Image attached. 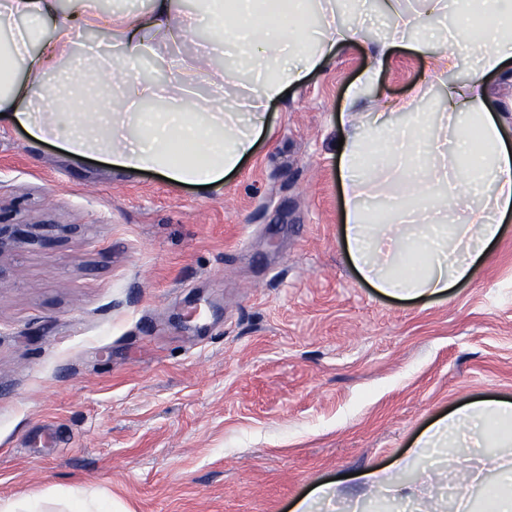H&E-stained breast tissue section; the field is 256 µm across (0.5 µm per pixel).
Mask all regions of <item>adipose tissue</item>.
Returning <instances> with one entry per match:
<instances>
[{
  "label": "adipose tissue",
  "mask_w": 512,
  "mask_h": 512,
  "mask_svg": "<svg viewBox=\"0 0 512 512\" xmlns=\"http://www.w3.org/2000/svg\"><path fill=\"white\" fill-rule=\"evenodd\" d=\"M333 0H150L147 9L112 21V45L134 61L208 30V47L162 84L143 83L113 67L110 56L80 43L99 0H0V123L32 139L58 143L68 154L100 156L129 172L154 171L171 182L218 187L250 157L268 122L266 106L289 87L327 66L339 46L366 43L377 63L405 44L415 25L387 0L397 22L380 41L338 24ZM465 5L445 38L409 44L429 55L434 75L473 60L467 85L448 93L444 111H418L432 78L407 98L374 111L341 113L346 129L339 178L344 190L343 235L359 278L398 300L447 295L469 279L512 213V128L487 77L512 81V0H486L482 25ZM321 14L315 43L306 17ZM52 33H45V25ZM73 79L54 89L45 79L62 56ZM224 65L213 70V56ZM439 157L425 165V154ZM484 449L491 470L512 477V401L468 402L433 422L411 451L437 449L448 469L467 472L455 486L458 512H468V487L481 486V512H512V492L467 469L462 445Z\"/></svg>",
  "instance_id": "obj_1"
}]
</instances>
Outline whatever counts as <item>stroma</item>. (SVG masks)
Returning a JSON list of instances; mask_svg holds the SVG:
<instances>
[{"label": "stroma", "mask_w": 512, "mask_h": 512, "mask_svg": "<svg viewBox=\"0 0 512 512\" xmlns=\"http://www.w3.org/2000/svg\"><path fill=\"white\" fill-rule=\"evenodd\" d=\"M357 43L268 109L271 132L217 189L122 173L0 126V500L77 489L112 512H392L349 481L397 470L456 407L512 401V214L448 295L388 298L341 236L339 114L372 68ZM426 56L395 50L360 105L410 95ZM31 224L19 222L0 225V255L5 251L31 243L34 237L30 231Z\"/></svg>", "instance_id": "1"}]
</instances>
